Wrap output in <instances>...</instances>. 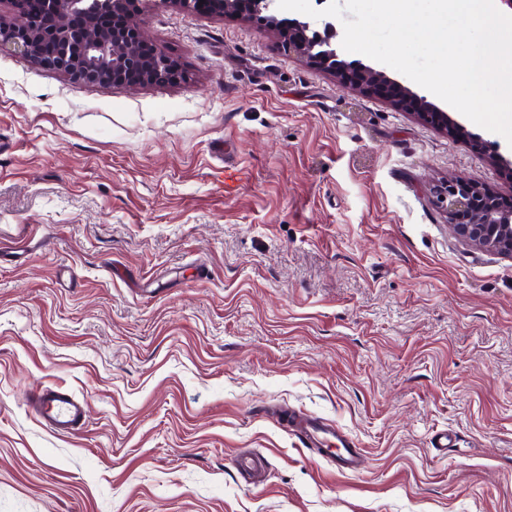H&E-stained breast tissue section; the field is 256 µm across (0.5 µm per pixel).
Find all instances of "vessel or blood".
<instances>
[{"mask_svg": "<svg viewBox=\"0 0 512 512\" xmlns=\"http://www.w3.org/2000/svg\"><path fill=\"white\" fill-rule=\"evenodd\" d=\"M36 411L44 423L59 433H68L82 424L84 402L82 399L58 391L45 390L34 401ZM306 447L328 458L338 469L359 473L364 469V456L355 443L334 425L310 418L290 417Z\"/></svg>", "mask_w": 512, "mask_h": 512, "instance_id": "b4317fda", "label": "vessel or blood"}]
</instances>
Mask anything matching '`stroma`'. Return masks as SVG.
Returning <instances> with one entry per match:
<instances>
[{
    "label": "stroma",
    "instance_id": "obj_1",
    "mask_svg": "<svg viewBox=\"0 0 512 512\" xmlns=\"http://www.w3.org/2000/svg\"><path fill=\"white\" fill-rule=\"evenodd\" d=\"M146 33L177 80L0 53V512H512V257L433 193L512 196L489 160L512 145L341 88L245 19L159 6ZM46 389L83 398L76 431L37 419ZM307 448L328 458L338 469L360 473L364 469V456L355 443L334 425L310 418L290 416L287 419Z\"/></svg>",
    "mask_w": 512,
    "mask_h": 512
}]
</instances>
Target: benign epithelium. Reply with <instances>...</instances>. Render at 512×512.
Listing matches in <instances>:
<instances>
[{"instance_id":"7a95c632","label":"benign epithelium","mask_w":512,"mask_h":512,"mask_svg":"<svg viewBox=\"0 0 512 512\" xmlns=\"http://www.w3.org/2000/svg\"><path fill=\"white\" fill-rule=\"evenodd\" d=\"M12 11L0 12V52L11 51L34 64L73 80L121 83L135 76L139 85L174 81L177 62L156 49L142 52L147 41L142 11H123V0H40L41 11L56 18L45 29L27 0H10ZM214 14L250 16L273 33L278 44L294 55L329 71L343 89L384 98L446 134L476 142L475 134L427 97L390 79L383 71L341 58L332 45L331 25L323 31L309 21L284 26L275 0H214ZM436 203L446 222L466 244L512 256V208L503 207L477 180L450 178L434 187Z\"/></svg>"}]
</instances>
